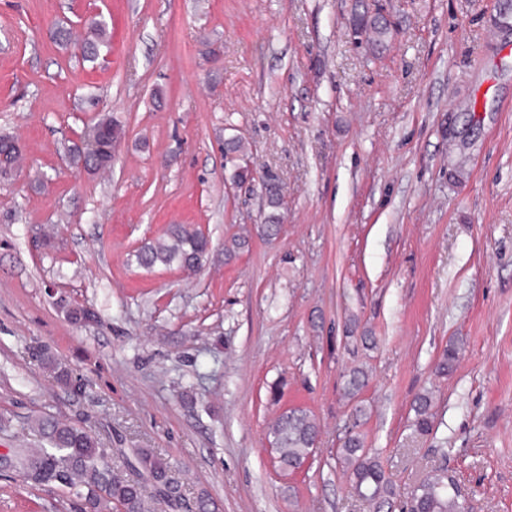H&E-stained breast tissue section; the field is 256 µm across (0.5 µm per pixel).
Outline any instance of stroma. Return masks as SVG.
I'll use <instances>...</instances> for the list:
<instances>
[{
	"mask_svg": "<svg viewBox=\"0 0 512 512\" xmlns=\"http://www.w3.org/2000/svg\"><path fill=\"white\" fill-rule=\"evenodd\" d=\"M383 4L376 51L351 31L371 0H0V134L24 155L0 179V512H77L9 477L38 416L84 426L116 468L155 449L216 512H373L336 462L354 427L397 502L442 464L473 512H512V0ZM94 18L111 47L90 62ZM103 117L125 135L93 174L67 149ZM172 224L209 236L199 271L137 264ZM293 407L320 433L290 473L269 430ZM433 404L430 394H422L417 397L413 405L415 412L414 427L415 431L420 434L429 433L432 430V422L430 421V410Z\"/></svg>",
	"mask_w": 512,
	"mask_h": 512,
	"instance_id": "35a3bbf8",
	"label": "stroma"
}]
</instances>
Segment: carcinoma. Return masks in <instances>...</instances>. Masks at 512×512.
<instances>
[{"label": "carcinoma", "instance_id": "cac0c4a2", "mask_svg": "<svg viewBox=\"0 0 512 512\" xmlns=\"http://www.w3.org/2000/svg\"><path fill=\"white\" fill-rule=\"evenodd\" d=\"M357 23L367 35L372 47L381 46L390 34L386 20L363 11ZM91 38L85 42L87 57L94 58L100 49L109 46L110 36L106 23H90ZM119 123L102 118L86 128L83 137L93 138L100 145L94 153H84L78 145L70 148L74 164L87 171L105 169L112 164V147L123 136ZM8 164L17 166L21 151L10 136L0 135V156ZM209 250V240L197 229L180 224L171 226L167 238L141 247L137 261L147 267L177 265L184 271L196 272L203 266ZM74 324L97 321L95 310L70 305L65 311ZM458 359V347L448 344L436 365L446 373ZM368 375L356 369L349 375L346 393L350 396L366 386ZM432 396L422 394L413 405L415 431L425 434L432 430L430 410ZM33 429L44 442L42 448H16L9 467L25 486L41 488L60 486L72 491L83 500L82 512H117L123 506L132 512H156L159 505L166 512H183L185 496L182 484L172 476L173 465L159 457L151 448H133L125 457V470L112 469L104 449L82 426L61 423L49 417L37 418ZM319 434V426L304 409L295 408L281 413L270 428L275 459L281 469H297L312 454ZM338 462L348 473L351 488L365 502L388 504L396 496L392 481L386 477L380 462L365 448L362 433L350 432L340 448ZM412 512H466L460 498L455 477L446 468H437L414 485L411 492Z\"/></svg>", "mask_w": 512, "mask_h": 512}]
</instances>
